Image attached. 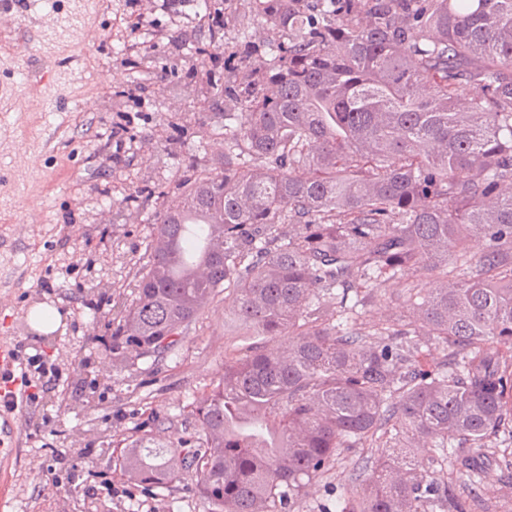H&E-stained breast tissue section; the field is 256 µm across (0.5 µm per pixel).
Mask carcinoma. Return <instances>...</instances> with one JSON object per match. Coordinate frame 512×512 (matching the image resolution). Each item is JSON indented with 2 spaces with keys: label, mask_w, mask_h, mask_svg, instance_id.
<instances>
[{
  "label": "carcinoma",
  "mask_w": 512,
  "mask_h": 512,
  "mask_svg": "<svg viewBox=\"0 0 512 512\" xmlns=\"http://www.w3.org/2000/svg\"><path fill=\"white\" fill-rule=\"evenodd\" d=\"M224 3L288 40L224 66V167L156 215L112 332L115 360L160 357L222 293L224 374L193 435L157 425L122 469L146 487L190 473L216 512H293L339 449L385 448L354 464L349 482L370 481L344 512H470L413 453L512 445V0ZM400 283L406 315L358 319ZM279 336L286 353L267 348ZM456 464L479 494L471 457Z\"/></svg>",
  "instance_id": "obj_1"
}]
</instances>
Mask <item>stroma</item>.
Wrapping results in <instances>:
<instances>
[{"label": "stroma", "instance_id": "1", "mask_svg": "<svg viewBox=\"0 0 512 512\" xmlns=\"http://www.w3.org/2000/svg\"><path fill=\"white\" fill-rule=\"evenodd\" d=\"M223 13L222 0H35L0 16V339L56 373L0 457V512H212L192 476L129 480L118 443L164 420L169 441L193 433L192 404L224 372L223 298L162 358L119 364L103 340L134 298L156 212L178 203L190 167L224 156L209 120L221 69L194 56ZM178 85L193 95L174 97ZM41 302L62 315L49 334L29 325ZM365 454L340 449L294 512H342L338 486ZM473 454L485 487L474 512H512L500 453Z\"/></svg>", "mask_w": 512, "mask_h": 512}]
</instances>
